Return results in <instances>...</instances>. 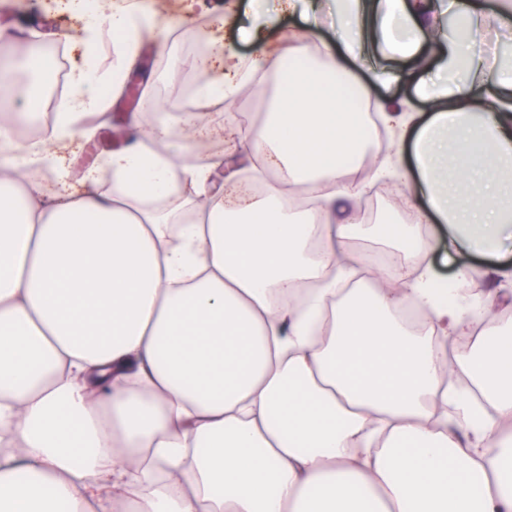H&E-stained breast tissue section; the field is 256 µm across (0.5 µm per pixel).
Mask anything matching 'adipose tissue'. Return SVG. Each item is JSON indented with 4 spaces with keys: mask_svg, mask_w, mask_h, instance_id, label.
<instances>
[{
    "mask_svg": "<svg viewBox=\"0 0 512 512\" xmlns=\"http://www.w3.org/2000/svg\"><path fill=\"white\" fill-rule=\"evenodd\" d=\"M336 2L356 42L300 68L286 66L300 41L258 21L252 57L209 44L201 102L274 79L262 124L224 130L225 154L281 178L254 194L223 156L178 167L154 150L174 133L193 150L200 112L132 119L128 144L73 178L83 116L108 124L142 43L166 49L192 19L69 0L84 50L124 36L107 71H71L43 140L15 149L0 122V167L27 175L0 182V512H512V315L470 304L471 267L440 275L422 231L442 225L449 256L512 241V79L471 50L491 29L512 39V7ZM382 128L392 150L366 166ZM381 178L408 189L415 224L392 241L417 273L357 288L351 242L381 231L346 206ZM286 184L312 207L285 201ZM301 284L306 303L283 300ZM408 303L427 335L400 320ZM476 313L496 326L455 363Z\"/></svg>",
    "mask_w": 512,
    "mask_h": 512,
    "instance_id": "adipose-tissue-1",
    "label": "adipose tissue"
}]
</instances>
